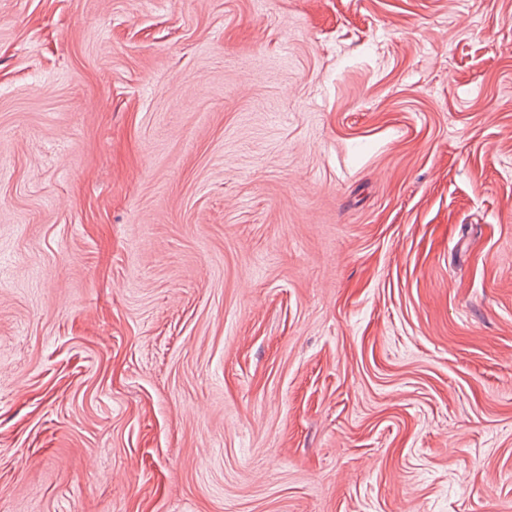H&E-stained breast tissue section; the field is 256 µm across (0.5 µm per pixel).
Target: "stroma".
Listing matches in <instances>:
<instances>
[{
  "label": "stroma",
  "mask_w": 512,
  "mask_h": 512,
  "mask_svg": "<svg viewBox=\"0 0 512 512\" xmlns=\"http://www.w3.org/2000/svg\"><path fill=\"white\" fill-rule=\"evenodd\" d=\"M0 512H512V0H0Z\"/></svg>",
  "instance_id": "obj_1"
}]
</instances>
